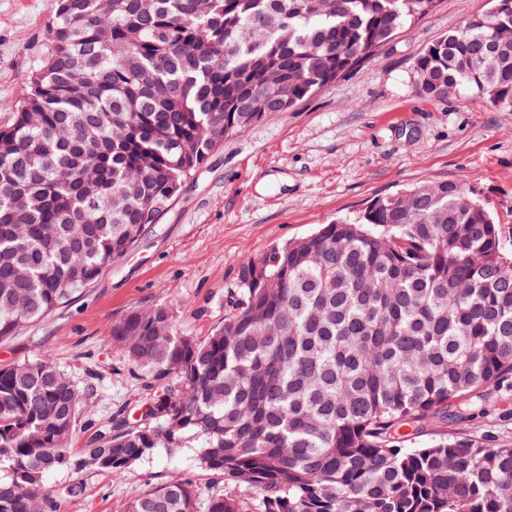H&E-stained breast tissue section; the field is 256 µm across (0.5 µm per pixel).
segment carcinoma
I'll use <instances>...</instances> for the list:
<instances>
[{"label": "carcinoma", "instance_id": "1", "mask_svg": "<svg viewBox=\"0 0 512 512\" xmlns=\"http://www.w3.org/2000/svg\"><path fill=\"white\" fill-rule=\"evenodd\" d=\"M437 0H50L44 52L0 111V342L130 254L224 138L333 85ZM417 60L424 94L512 109V0ZM461 181L374 200L244 261L224 323L130 310L112 339L144 374L75 456L84 391L53 361L0 369V512H57L80 481L190 442L224 481L176 475L129 512H512V447L417 429L512 382V250Z\"/></svg>", "mask_w": 512, "mask_h": 512}]
</instances>
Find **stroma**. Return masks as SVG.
<instances>
[{
	"instance_id": "1",
	"label": "stroma",
	"mask_w": 512,
	"mask_h": 512,
	"mask_svg": "<svg viewBox=\"0 0 512 512\" xmlns=\"http://www.w3.org/2000/svg\"><path fill=\"white\" fill-rule=\"evenodd\" d=\"M489 8V0H438L431 14L330 88L226 137L128 256L0 343V368L48 356L89 389L73 452L116 410L139 412V371L113 346V323L131 309L162 304L179 334L208 336L224 322L241 264L273 243L356 216L406 188L461 179L503 224L504 246L512 249V110L467 90L428 97L416 68L430 44ZM49 16L48 0H0V102L18 98L37 67ZM442 431L512 446V387L481 390L469 421L433 419L406 445L428 446ZM183 470L201 493L221 486L195 449L161 451L119 477L83 476L82 495L62 501L59 512H127L149 486Z\"/></svg>"
}]
</instances>
